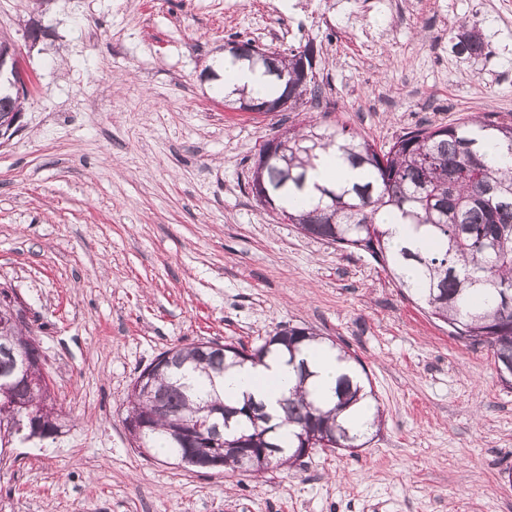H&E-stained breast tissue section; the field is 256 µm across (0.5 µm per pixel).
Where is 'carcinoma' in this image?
<instances>
[{"label": "carcinoma", "instance_id": "1", "mask_svg": "<svg viewBox=\"0 0 512 512\" xmlns=\"http://www.w3.org/2000/svg\"><path fill=\"white\" fill-rule=\"evenodd\" d=\"M476 25L475 20L460 25L453 44L458 54L475 62L486 56ZM261 51L268 57L251 67H273L291 75L297 71V57L313 55V46L287 53L270 47ZM319 92L314 72L300 77L288 91V111H299ZM19 99V90L1 80L0 122ZM482 139L503 145L512 157V121L474 119L418 129L386 150L344 127L327 131L311 122L293 124L280 133L268 162L254 161L251 183L262 188L254 199L260 205L270 203L276 215L306 236L367 253L432 316L448 324L453 335L488 345L495 363L502 366L512 362V167L486 156L479 147ZM334 145L362 168L363 182L350 189L320 187L315 204L299 209L297 200L309 170ZM382 210L425 227L434 249L424 254L394 245L379 217ZM406 266L415 268L416 281L401 274ZM24 333H31L30 327L13 323L10 304L0 299V449L21 439L22 424L32 423L51 437L65 418L56 410L51 392L30 386L17 371L25 348L13 346V341ZM323 340L312 328L288 326L250 349L217 341L169 348L158 355L161 362L150 363L131 384L126 428H143L145 448L161 449L179 465L203 469L211 449L222 448L223 470L233 473L244 471L238 448L278 450L267 465L249 469L252 475L271 467L292 468L317 448L352 455L363 446L364 435L351 433L339 415L361 397L373 395L367 389V372L355 356L341 354L351 374L336 380L331 408L308 398L305 381L312 372L299 364L295 393L279 401L284 414L279 423L250 397L228 406L213 392L215 379L230 367L259 364L274 352L286 353L292 361L309 343ZM16 401L24 408L12 407Z\"/></svg>", "mask_w": 512, "mask_h": 512}]
</instances>
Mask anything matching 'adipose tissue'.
<instances>
[{
    "mask_svg": "<svg viewBox=\"0 0 512 512\" xmlns=\"http://www.w3.org/2000/svg\"><path fill=\"white\" fill-rule=\"evenodd\" d=\"M361 168L352 166L342 152L331 148L324 152L309 173L310 186L305 199L316 196V186L351 187L362 179ZM312 375L307 387L316 395L333 399L336 379L347 370V364L341 360L335 350L317 346L303 350ZM298 383V376L286 357L271 356L258 365L234 367L225 372L223 380L216 386L225 402H239L251 397L265 405L267 412L279 414V401L293 393Z\"/></svg>",
    "mask_w": 512,
    "mask_h": 512,
    "instance_id": "1",
    "label": "adipose tissue"
}]
</instances>
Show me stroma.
<instances>
[{
    "instance_id": "obj_1",
    "label": "stroma",
    "mask_w": 512,
    "mask_h": 512,
    "mask_svg": "<svg viewBox=\"0 0 512 512\" xmlns=\"http://www.w3.org/2000/svg\"><path fill=\"white\" fill-rule=\"evenodd\" d=\"M0 0L30 78L0 139V287L23 300L60 433L0 462V512H512V384L358 250L254 200L278 124L377 147L479 113L512 120V0ZM474 18L489 54L453 50ZM42 36L30 45L26 32ZM313 44L319 105L237 112L203 81L228 35ZM309 326L357 356L384 412L356 452L259 477L141 454L125 397L159 353Z\"/></svg>"
}]
</instances>
